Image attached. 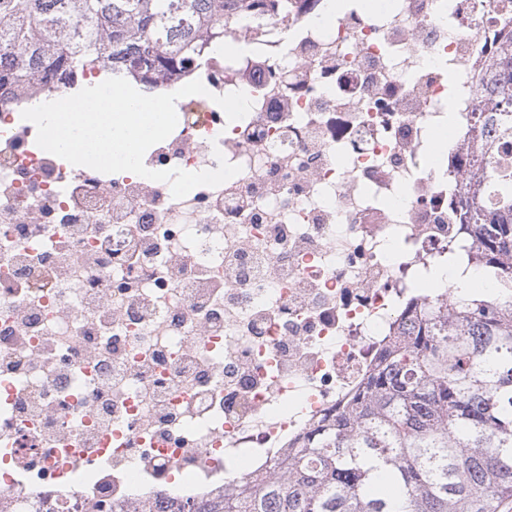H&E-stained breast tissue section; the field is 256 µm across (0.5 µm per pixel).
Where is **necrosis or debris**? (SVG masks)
Instances as JSON below:
<instances>
[{"mask_svg": "<svg viewBox=\"0 0 512 512\" xmlns=\"http://www.w3.org/2000/svg\"><path fill=\"white\" fill-rule=\"evenodd\" d=\"M263 26L268 41L248 32ZM512 24L487 0L255 9L165 89L148 169L240 171L181 199L42 150L0 97V512L197 500L267 475L365 386L413 285L461 237L477 81ZM245 92L228 121L215 96ZM456 122H449V113Z\"/></svg>", "mask_w": 512, "mask_h": 512, "instance_id": "4bbe7bcc", "label": "necrosis or debris"}]
</instances>
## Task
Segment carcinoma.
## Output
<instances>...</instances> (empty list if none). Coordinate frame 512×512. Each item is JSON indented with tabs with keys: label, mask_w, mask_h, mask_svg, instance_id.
I'll return each mask as SVG.
<instances>
[{
	"label": "carcinoma",
	"mask_w": 512,
	"mask_h": 512,
	"mask_svg": "<svg viewBox=\"0 0 512 512\" xmlns=\"http://www.w3.org/2000/svg\"><path fill=\"white\" fill-rule=\"evenodd\" d=\"M251 0H0V87L60 72L72 87L99 46L110 75L141 91L160 70L182 71L224 39ZM491 109L470 115L479 136L462 223L479 236L476 263L496 280L512 258V167L483 135L512 136V37L480 88ZM503 184L497 210L481 184ZM156 512H508L512 509V305L467 293L413 314L361 392L303 436L273 476Z\"/></svg>",
	"instance_id": "cac0c4a2"
}]
</instances>
